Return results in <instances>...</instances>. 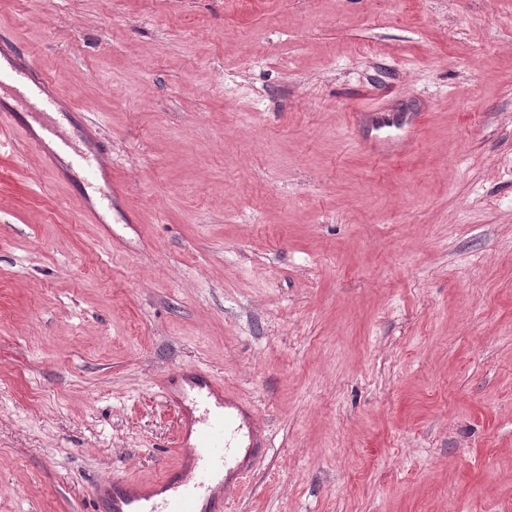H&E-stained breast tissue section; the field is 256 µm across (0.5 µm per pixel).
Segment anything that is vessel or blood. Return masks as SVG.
Instances as JSON below:
<instances>
[{"instance_id":"1","label":"vessel or blood","mask_w":512,"mask_h":512,"mask_svg":"<svg viewBox=\"0 0 512 512\" xmlns=\"http://www.w3.org/2000/svg\"><path fill=\"white\" fill-rule=\"evenodd\" d=\"M18 90L54 113L40 129L26 121L22 109L0 103V129L21 134L44 157L55 175L78 172L98 190L97 200H83L82 212L99 221L123 187L112 173L110 155L88 112L73 105L38 70L30 56L0 38V89ZM168 401L181 416L178 462L159 480L133 484L102 482L96 493L100 512H224V502L247 467L267 445L264 429L234 394L197 369L179 372Z\"/></svg>"}]
</instances>
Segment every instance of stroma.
I'll return each mask as SVG.
<instances>
[{
  "mask_svg": "<svg viewBox=\"0 0 512 512\" xmlns=\"http://www.w3.org/2000/svg\"><path fill=\"white\" fill-rule=\"evenodd\" d=\"M46 3L0 37L124 196L0 150V512L160 478L197 366L268 435L224 512H512V0Z\"/></svg>",
  "mask_w": 512,
  "mask_h": 512,
  "instance_id": "1",
  "label": "stroma"
}]
</instances>
